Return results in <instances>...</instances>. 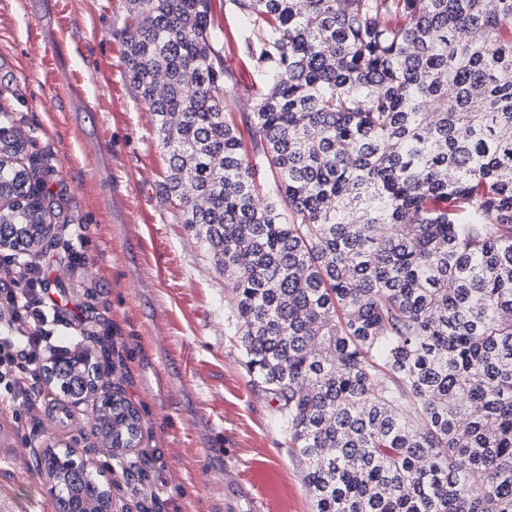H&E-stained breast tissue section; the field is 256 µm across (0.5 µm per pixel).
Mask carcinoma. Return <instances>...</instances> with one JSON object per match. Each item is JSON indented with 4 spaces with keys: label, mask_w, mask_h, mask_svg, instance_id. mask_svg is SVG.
<instances>
[{
    "label": "carcinoma",
    "mask_w": 512,
    "mask_h": 512,
    "mask_svg": "<svg viewBox=\"0 0 512 512\" xmlns=\"http://www.w3.org/2000/svg\"><path fill=\"white\" fill-rule=\"evenodd\" d=\"M129 3L162 194L224 274L315 512H512V0H228L256 66L238 123L210 0ZM23 149L0 136L7 198L30 190ZM44 224L0 209L15 248ZM91 356L58 368L68 394ZM104 405L95 434L127 447L138 411ZM44 466L98 500L70 455Z\"/></svg>",
    "instance_id": "cac0c4a2"
}]
</instances>
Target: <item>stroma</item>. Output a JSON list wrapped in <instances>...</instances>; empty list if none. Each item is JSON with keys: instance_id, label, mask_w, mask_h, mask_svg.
<instances>
[{"instance_id": "1", "label": "stroma", "mask_w": 512, "mask_h": 512, "mask_svg": "<svg viewBox=\"0 0 512 512\" xmlns=\"http://www.w3.org/2000/svg\"><path fill=\"white\" fill-rule=\"evenodd\" d=\"M210 18L224 82L241 93L226 106L248 111L244 19L226 0H211ZM129 23L128 0H0V110L27 139L20 161L51 226L28 254L0 251V322L12 313L15 267L49 263L43 320L24 318L25 327L39 325L51 350L94 344L103 382L142 427L134 452L113 455L86 407L41 387L0 410L14 448L0 493L15 512H58L37 468L51 448L111 479L117 512H313L278 403L248 373L224 277L160 194L168 161L125 75ZM65 66L83 84L69 99L56 91ZM71 224L84 225L81 243Z\"/></svg>"}]
</instances>
